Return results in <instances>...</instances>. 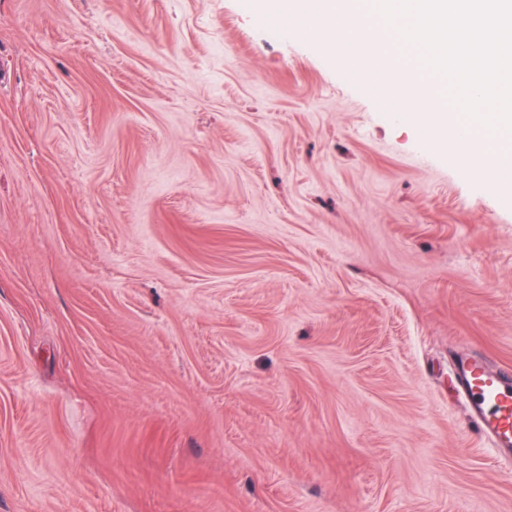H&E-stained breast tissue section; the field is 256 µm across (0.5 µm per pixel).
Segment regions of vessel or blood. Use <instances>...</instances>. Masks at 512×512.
I'll use <instances>...</instances> for the list:
<instances>
[{"instance_id":"obj_1","label":"vessel or blood","mask_w":512,"mask_h":512,"mask_svg":"<svg viewBox=\"0 0 512 512\" xmlns=\"http://www.w3.org/2000/svg\"><path fill=\"white\" fill-rule=\"evenodd\" d=\"M463 389L471 398L470 414L481 435L497 447H512V381L489 371L478 361H463L458 366Z\"/></svg>"}]
</instances>
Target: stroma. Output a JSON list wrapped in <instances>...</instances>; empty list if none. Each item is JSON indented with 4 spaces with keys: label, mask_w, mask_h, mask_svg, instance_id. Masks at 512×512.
<instances>
[{
    "label": "stroma",
    "mask_w": 512,
    "mask_h": 512,
    "mask_svg": "<svg viewBox=\"0 0 512 512\" xmlns=\"http://www.w3.org/2000/svg\"><path fill=\"white\" fill-rule=\"evenodd\" d=\"M255 0H0V512H512V209ZM458 375L471 397L470 414L481 435L497 447H512V383L503 374L490 372L478 361H462Z\"/></svg>",
    "instance_id": "1"
}]
</instances>
